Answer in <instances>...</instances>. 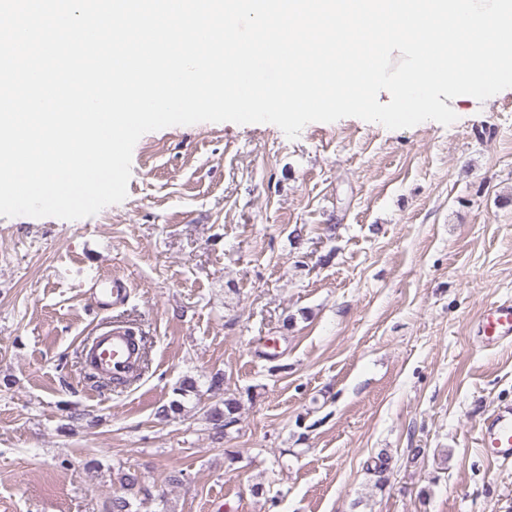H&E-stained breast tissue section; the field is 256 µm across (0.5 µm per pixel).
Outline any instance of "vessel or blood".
I'll list each match as a JSON object with an SVG mask.
<instances>
[{
  "label": "vessel or blood",
  "instance_id": "b4317fda",
  "mask_svg": "<svg viewBox=\"0 0 512 512\" xmlns=\"http://www.w3.org/2000/svg\"><path fill=\"white\" fill-rule=\"evenodd\" d=\"M476 334L487 347L512 341V301L491 305L476 327ZM87 362L96 374L120 380L128 376L140 361L122 326L101 332L85 350ZM478 446L488 458L499 462L512 460V405L498 407L481 424Z\"/></svg>",
  "mask_w": 512,
  "mask_h": 512
}]
</instances>
